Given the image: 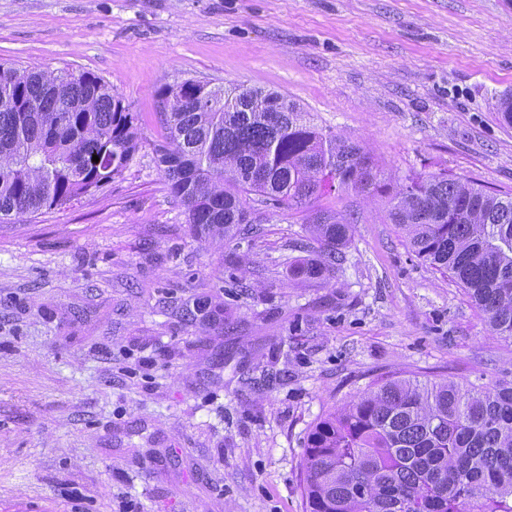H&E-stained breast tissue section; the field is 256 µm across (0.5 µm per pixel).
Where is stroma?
<instances>
[{
	"mask_svg": "<svg viewBox=\"0 0 512 512\" xmlns=\"http://www.w3.org/2000/svg\"><path fill=\"white\" fill-rule=\"evenodd\" d=\"M0 63L101 77L142 142L93 194L0 222V512H304L309 430L380 376L512 377V342L384 196L262 205L242 239L201 241L153 154L160 88L243 83L385 182L512 193V0H0ZM324 209L352 237L327 279L293 278Z\"/></svg>",
	"mask_w": 512,
	"mask_h": 512,
	"instance_id": "obj_1",
	"label": "stroma"
}]
</instances>
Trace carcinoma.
I'll list each match as a JSON object with an SVG mask.
<instances>
[{
    "instance_id": "carcinoma-1",
    "label": "carcinoma",
    "mask_w": 512,
    "mask_h": 512,
    "mask_svg": "<svg viewBox=\"0 0 512 512\" xmlns=\"http://www.w3.org/2000/svg\"><path fill=\"white\" fill-rule=\"evenodd\" d=\"M179 88L157 92L168 109L154 154L198 237L234 240L256 203L291 209L343 188L385 194L413 252L512 339L511 195L446 173L389 188L361 146L320 131L282 93L192 78ZM137 122L94 74L0 64V220L62 207L122 175ZM308 232L321 251L293 275L321 279L353 224L319 211ZM302 467L305 512H512V379L382 377L313 426Z\"/></svg>"
}]
</instances>
